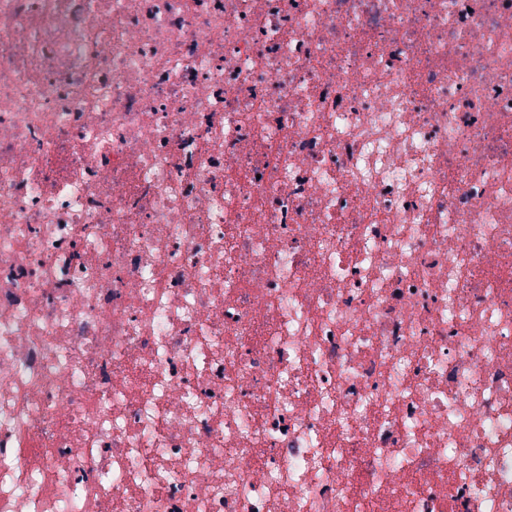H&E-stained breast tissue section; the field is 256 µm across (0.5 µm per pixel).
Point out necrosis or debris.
Instances as JSON below:
<instances>
[{"instance_id": "obj_1", "label": "necrosis or debris", "mask_w": 512, "mask_h": 512, "mask_svg": "<svg viewBox=\"0 0 512 512\" xmlns=\"http://www.w3.org/2000/svg\"><path fill=\"white\" fill-rule=\"evenodd\" d=\"M0 512H512V0H0Z\"/></svg>"}]
</instances>
